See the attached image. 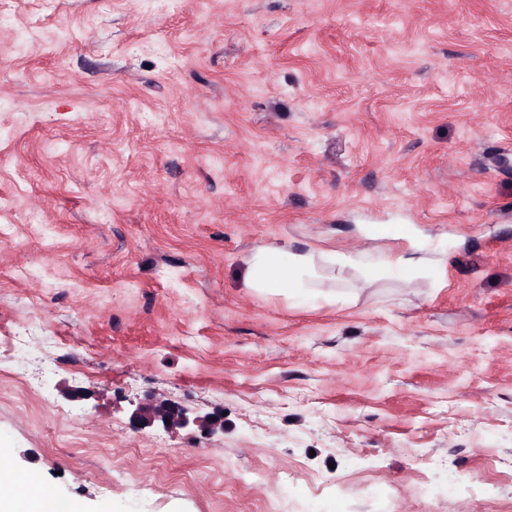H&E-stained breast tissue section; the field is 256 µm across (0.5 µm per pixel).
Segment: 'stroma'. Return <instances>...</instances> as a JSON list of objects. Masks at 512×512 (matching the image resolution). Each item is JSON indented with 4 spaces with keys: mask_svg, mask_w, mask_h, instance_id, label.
Returning <instances> with one entry per match:
<instances>
[{
    "mask_svg": "<svg viewBox=\"0 0 512 512\" xmlns=\"http://www.w3.org/2000/svg\"><path fill=\"white\" fill-rule=\"evenodd\" d=\"M0 9L16 512H512V0ZM260 248L312 297L250 288ZM138 426L161 425L171 432L196 427L208 435L224 431V417L219 415L193 416L182 406L166 399H147L137 405L131 416ZM27 508L28 512H75L69 502L49 493L33 498Z\"/></svg>",
    "mask_w": 512,
    "mask_h": 512,
    "instance_id": "1",
    "label": "stroma"
}]
</instances>
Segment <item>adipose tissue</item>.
<instances>
[{
  "label": "adipose tissue",
  "mask_w": 512,
  "mask_h": 512,
  "mask_svg": "<svg viewBox=\"0 0 512 512\" xmlns=\"http://www.w3.org/2000/svg\"><path fill=\"white\" fill-rule=\"evenodd\" d=\"M311 255L289 252L283 249L262 248L249 260V285L270 294L288 293L294 297L303 296L298 281L300 273L311 269Z\"/></svg>",
  "instance_id": "adipose-tissue-1"
}]
</instances>
